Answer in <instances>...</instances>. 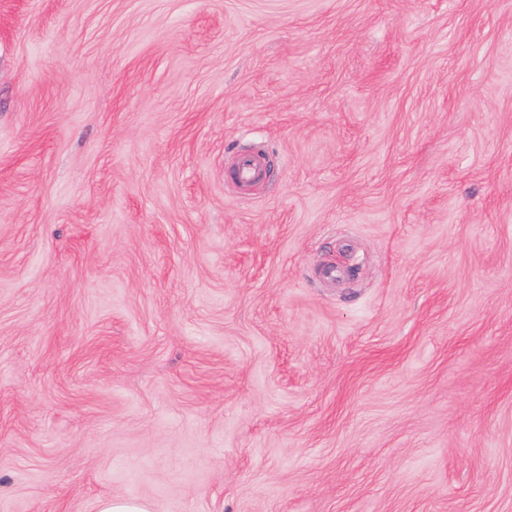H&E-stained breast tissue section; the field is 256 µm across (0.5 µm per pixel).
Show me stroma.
<instances>
[{"mask_svg": "<svg viewBox=\"0 0 512 512\" xmlns=\"http://www.w3.org/2000/svg\"><path fill=\"white\" fill-rule=\"evenodd\" d=\"M128 496L512 512V0H0V512ZM264 170V161L258 154L244 155L240 158L237 175L242 183L250 182L260 177Z\"/></svg>", "mask_w": 512, "mask_h": 512, "instance_id": "1", "label": "stroma"}]
</instances>
